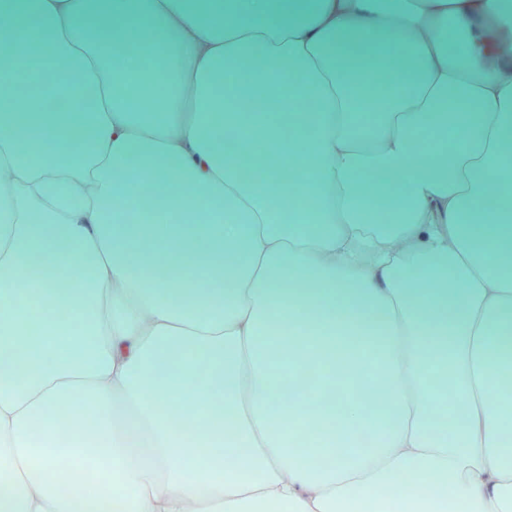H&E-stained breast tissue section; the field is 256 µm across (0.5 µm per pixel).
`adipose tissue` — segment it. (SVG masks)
<instances>
[{"label": "adipose tissue", "instance_id": "obj_1", "mask_svg": "<svg viewBox=\"0 0 512 512\" xmlns=\"http://www.w3.org/2000/svg\"><path fill=\"white\" fill-rule=\"evenodd\" d=\"M0 14V512H99L66 457L120 512H512V62L492 50L512 0ZM20 43L65 75L67 111L36 83L14 112ZM250 86L269 109L236 107ZM36 259L58 277L18 287ZM321 334L379 354L337 363L341 410L300 378Z\"/></svg>", "mask_w": 512, "mask_h": 512}]
</instances>
